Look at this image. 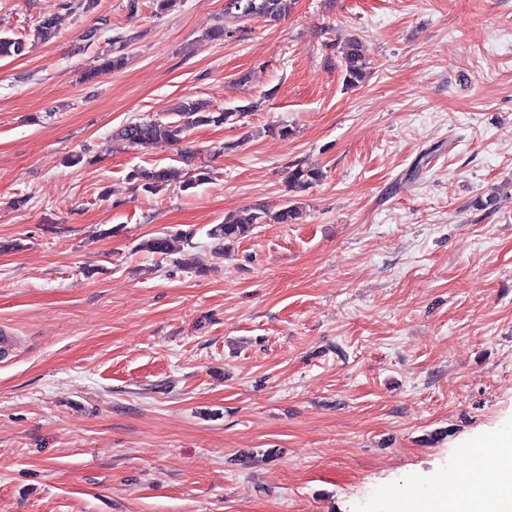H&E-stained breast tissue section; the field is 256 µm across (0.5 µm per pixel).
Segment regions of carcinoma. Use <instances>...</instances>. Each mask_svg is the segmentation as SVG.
<instances>
[{"instance_id":"carcinoma-1","label":"carcinoma","mask_w":512,"mask_h":512,"mask_svg":"<svg viewBox=\"0 0 512 512\" xmlns=\"http://www.w3.org/2000/svg\"><path fill=\"white\" fill-rule=\"evenodd\" d=\"M288 7V0H236L235 6L226 7L224 11L249 20H275L285 14ZM56 29V18L47 16L38 21L28 38L0 35V58L23 55L29 41H48L55 35ZM342 59L344 84L349 87L357 86L365 79L368 69L359 39L349 40L343 48ZM124 64V55L114 50L110 55L99 57L98 64L85 71L84 80L94 82L103 75L122 69ZM239 114V109H209L200 101L187 99L175 108L177 120L131 121L113 131V138L141 148H148L157 143L179 145L192 129L201 126H222L234 120ZM321 177L319 169L306 163H299L294 172V185L299 189H306L318 182ZM128 179L135 182L136 187L144 192L156 194L172 185L184 190L195 188L208 180V173L200 171L192 177L175 167L136 168L128 174ZM302 214L303 206L295 200L287 201L274 213L247 209L239 214L224 217V223L215 225L210 236L216 240V252L223 253L229 244L246 236L258 224H291L299 220ZM142 248L152 254L167 255L171 252L170 238L154 236L144 241Z\"/></svg>"}]
</instances>
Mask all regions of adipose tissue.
<instances>
[{
    "instance_id": "1",
    "label": "adipose tissue",
    "mask_w": 512,
    "mask_h": 512,
    "mask_svg": "<svg viewBox=\"0 0 512 512\" xmlns=\"http://www.w3.org/2000/svg\"><path fill=\"white\" fill-rule=\"evenodd\" d=\"M464 477L474 494L459 498L446 486L431 483L421 512H512V437L499 436L473 449Z\"/></svg>"
}]
</instances>
